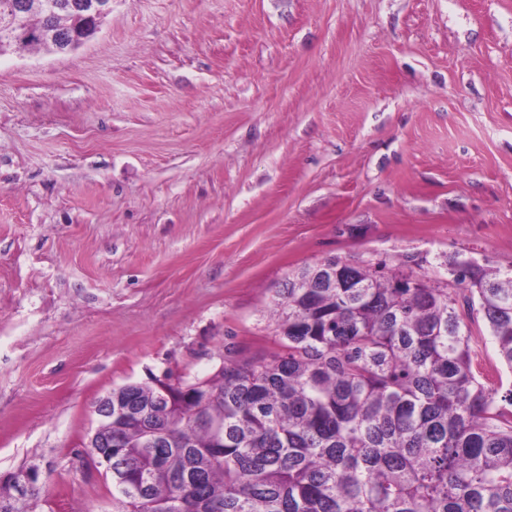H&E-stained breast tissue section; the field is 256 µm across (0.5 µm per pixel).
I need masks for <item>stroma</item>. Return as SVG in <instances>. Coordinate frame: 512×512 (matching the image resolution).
<instances>
[{"instance_id": "35a3bbf8", "label": "stroma", "mask_w": 512, "mask_h": 512, "mask_svg": "<svg viewBox=\"0 0 512 512\" xmlns=\"http://www.w3.org/2000/svg\"><path fill=\"white\" fill-rule=\"evenodd\" d=\"M330 258L512 263V0H112L0 54V479L113 512L95 402L278 353V288ZM80 10L85 13L88 23L81 36L57 37L55 51L59 53L72 51L90 40L101 28L105 19L112 12V0H83Z\"/></svg>"}]
</instances>
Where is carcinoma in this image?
<instances>
[{"label": "carcinoma", "instance_id": "1", "mask_svg": "<svg viewBox=\"0 0 512 512\" xmlns=\"http://www.w3.org/2000/svg\"><path fill=\"white\" fill-rule=\"evenodd\" d=\"M28 47L53 49L0 34V52ZM324 265L333 288L315 276ZM455 282L512 370V265L470 262ZM275 306L272 358L225 361L165 393L158 378L112 389L141 418L102 430L120 443L94 459L112 463L114 512H512V388L498 400L477 378L439 276L332 258L289 275Z\"/></svg>", "mask_w": 512, "mask_h": 512}]
</instances>
